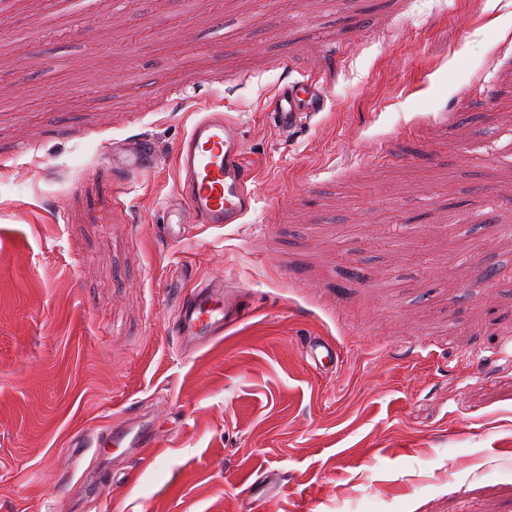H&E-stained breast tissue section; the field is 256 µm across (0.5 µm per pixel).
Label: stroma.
<instances>
[{
	"label": "stroma",
	"instance_id": "obj_1",
	"mask_svg": "<svg viewBox=\"0 0 512 512\" xmlns=\"http://www.w3.org/2000/svg\"><path fill=\"white\" fill-rule=\"evenodd\" d=\"M310 78L324 111L279 134L269 99ZM215 111L253 208L170 240L176 144ZM138 136L159 169L113 171ZM219 275L252 313L185 351ZM136 410L150 458L73 459ZM0 512H512V0H10ZM305 356L315 369L337 368L339 362L336 345L322 336H309L305 345Z\"/></svg>",
	"mask_w": 512,
	"mask_h": 512
}]
</instances>
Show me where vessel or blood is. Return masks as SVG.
<instances>
[{
	"label": "vessel or blood",
	"mask_w": 512,
	"mask_h": 512,
	"mask_svg": "<svg viewBox=\"0 0 512 512\" xmlns=\"http://www.w3.org/2000/svg\"><path fill=\"white\" fill-rule=\"evenodd\" d=\"M325 102V92L316 83H288L273 101L274 125L281 132H291L321 112ZM174 160L179 191L177 198L166 204L169 238H179L188 224H236L249 213L255 201L253 171L234 119L220 112L200 117L178 142ZM160 162L156 145L148 137L123 142L111 159L113 170L131 176L152 173ZM245 316L238 284L215 278L200 284L181 303L176 334L185 343L205 341L223 335ZM305 356L318 369L333 368L339 362L335 344L321 336L308 338ZM80 441L86 448H123L141 459L147 458L155 446L151 420L138 414L106 431L86 433Z\"/></svg>",
	"instance_id": "b4317fda"
}]
</instances>
